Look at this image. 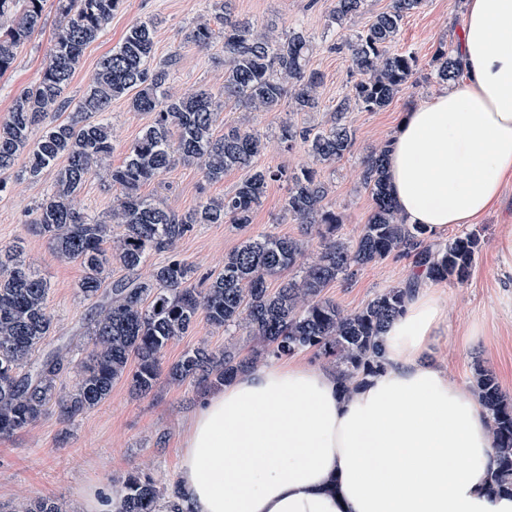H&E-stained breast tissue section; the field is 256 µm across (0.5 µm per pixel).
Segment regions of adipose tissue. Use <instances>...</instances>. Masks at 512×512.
Wrapping results in <instances>:
<instances>
[{"label": "adipose tissue", "instance_id": "obj_1", "mask_svg": "<svg viewBox=\"0 0 512 512\" xmlns=\"http://www.w3.org/2000/svg\"><path fill=\"white\" fill-rule=\"evenodd\" d=\"M466 80L404 113L387 185L429 241L487 213L512 177V0H467ZM381 367L343 390L331 364L259 363L208 390L182 443L179 512H512L473 388L427 360L443 294L415 271Z\"/></svg>", "mask_w": 512, "mask_h": 512}]
</instances>
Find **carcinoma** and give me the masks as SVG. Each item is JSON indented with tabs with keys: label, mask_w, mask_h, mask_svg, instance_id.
<instances>
[{
	"label": "carcinoma",
	"mask_w": 512,
	"mask_h": 512,
	"mask_svg": "<svg viewBox=\"0 0 512 512\" xmlns=\"http://www.w3.org/2000/svg\"><path fill=\"white\" fill-rule=\"evenodd\" d=\"M125 0H0V77L41 26L47 6L59 22L37 81L14 99L0 120V193L8 190L5 174L32 183L56 168L55 177L31 210V230L45 237L58 258L77 262L84 275L79 295L91 304L89 335L93 347L79 360L66 347L43 348L53 331L48 307L50 284L23 258L20 243L0 246V438L36 422L49 404L71 423L112 394L122 379L146 396L162 372L167 347L187 335L199 315L224 330V348L206 345L188 349L167 369L169 379L212 387L263 359H279L304 351L331 358L344 387L380 367L381 334L403 311L408 289L385 288L362 308L346 312L323 291L338 279L349 280L364 267L401 253L427 269L433 282L467 280L480 251L477 232L460 234L445 244L425 241L426 229L404 223L386 183L383 148L363 160V185L373 208L358 238L340 234L336 212L327 206L326 185L311 167L286 173L260 162L262 135L221 118L232 103L252 112H276L285 100L298 112L320 107L322 76L308 68L312 44L301 31L283 37L255 29L252 22L227 11L226 0H213L212 17L197 22L187 40L206 50L224 39V86L174 92L169 86L174 52L162 65L148 68L155 50L153 21L131 25L122 41L99 63L94 84L74 111L65 97L86 47L104 33ZM423 0H391L362 30L329 49L347 52L354 83L332 105V120L322 130L279 127L285 147L303 148L316 163H334L350 152L354 136L350 112H377L389 106L419 70L412 51H394L404 17ZM365 0H336L331 14L341 26L364 9ZM425 79L455 80L460 61L443 47L436 49ZM131 97L137 112L152 121L125 150L121 164L109 163L113 152L112 101ZM196 165L213 182L232 169L246 171L234 191L209 198L179 213L142 193L176 160ZM97 177L117 190L112 211L95 216L76 207L84 183ZM284 180V210L319 239L315 256L304 260L306 243L288 236L248 238L224 255V266L197 275L180 257L177 244L202 224L253 223L268 184ZM168 257L146 276L140 269L154 255ZM128 277L111 281L112 267ZM288 273L275 289L272 278ZM244 329L256 343L251 358L240 356L235 330ZM76 379L69 391L58 386L65 369ZM473 385L489 417L497 467L492 490L512 495V396L495 375L476 365ZM126 512H157L161 501L175 508L180 487H160L137 470L122 480ZM11 512H66L51 498L11 507Z\"/></svg>",
	"instance_id": "obj_1"
}]
</instances>
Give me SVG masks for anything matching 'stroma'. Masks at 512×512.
I'll list each match as a JSON object with an SVG mask.
<instances>
[{
    "mask_svg": "<svg viewBox=\"0 0 512 512\" xmlns=\"http://www.w3.org/2000/svg\"><path fill=\"white\" fill-rule=\"evenodd\" d=\"M389 4L390 0H366L362 13L339 27L330 19L335 0H233L235 16L249 19L258 28L303 31L313 44L309 66L323 75L318 111L295 112L286 104L275 112H250L241 107L225 110V122L267 136L269 143L262 163L289 170L308 164L303 149L289 151L277 144L279 125L289 120L301 127L329 126L330 107L348 92L353 78L348 55L330 52L328 44L331 39L362 30L374 14ZM466 5L467 0H426L422 8L404 19L395 48L416 52L420 77L411 79L385 109L349 113L348 122L355 133L351 151L334 164L317 165V177L329 188L327 202L341 221L340 233L345 239H357L372 209L371 196L361 182L364 156L394 134L403 113L440 91V84L424 80L423 75L438 47L456 49ZM209 16L207 0H126L104 34L85 49L69 86V97L80 99L101 58L119 43L132 24L150 19L157 23L155 63H163L172 52L180 54L171 73L173 88L181 92H219L224 84V68L218 63L223 55L222 45L216 43L202 51L185 39L197 20ZM57 23L55 13L47 12L43 25L33 34L12 71L0 78V119L7 116L13 98L38 79ZM109 115L115 145L111 161L117 165L127 145L149 124L150 117L133 111L125 97L113 101ZM243 177V171L234 170L227 172L223 180L211 182L196 166L179 160L166 174L165 187L150 183L143 192L182 213L201 200L223 197ZM52 179L53 174L48 171L41 182H17L0 194V245L21 243L27 260L48 281L54 330L47 343L53 347L67 345L70 357L80 359L92 348L87 334L88 304L75 288L83 270L77 263L59 259L47 239L27 226L29 210L39 202L45 185ZM285 196L284 185L271 184L252 224L244 228L233 224L202 225L179 243L178 253L201 270H216L222 266L225 253L246 238L262 234L304 236L301 225L284 213ZM507 224L512 225V181L505 184L498 203L475 225L481 233V245L468 280L442 285L450 329L447 335L437 338L430 358L447 365L450 378L457 382L470 381L474 362L482 361L496 375L503 390L512 394V302L503 290L512 282V268L497 265L494 260L496 242ZM410 273L407 258L393 254L362 269L353 280L331 283L325 295L351 312L379 291L404 284ZM203 396V390L194 384L173 383L163 376L144 398L133 395L127 381H119L105 402L70 424L61 422L55 409H47L34 425L0 439V507L7 512L16 504L50 497L63 503L68 512H79V499L86 487L116 486L127 472L137 468L149 473L158 485L176 484L186 422Z\"/></svg>",
    "mask_w": 512,
    "mask_h": 512,
    "instance_id": "35a3bbf8",
    "label": "stroma"
}]
</instances>
